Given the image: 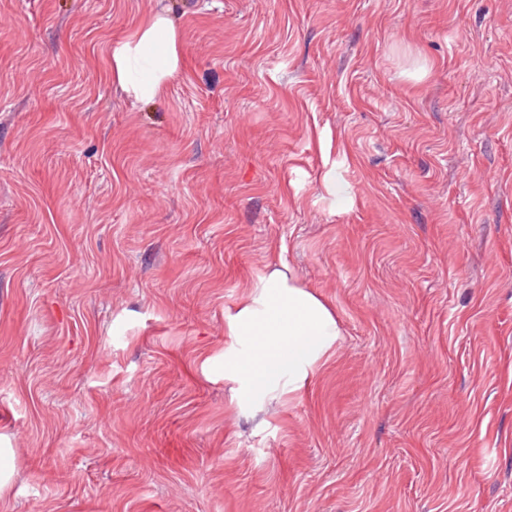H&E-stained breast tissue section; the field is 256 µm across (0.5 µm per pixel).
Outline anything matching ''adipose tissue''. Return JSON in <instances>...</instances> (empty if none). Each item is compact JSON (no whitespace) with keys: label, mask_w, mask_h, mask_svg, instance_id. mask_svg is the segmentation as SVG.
Returning <instances> with one entry per match:
<instances>
[{"label":"adipose tissue","mask_w":512,"mask_h":512,"mask_svg":"<svg viewBox=\"0 0 512 512\" xmlns=\"http://www.w3.org/2000/svg\"><path fill=\"white\" fill-rule=\"evenodd\" d=\"M112 82L142 103L162 99L181 68L180 34L161 12L111 49ZM227 341L219 357L238 409L262 411L304 391L343 331L332 307L297 281L285 263L270 265L236 305L224 310Z\"/></svg>","instance_id":"1"}]
</instances>
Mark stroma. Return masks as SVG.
<instances>
[{
  "mask_svg": "<svg viewBox=\"0 0 512 512\" xmlns=\"http://www.w3.org/2000/svg\"><path fill=\"white\" fill-rule=\"evenodd\" d=\"M280 260L344 337L254 415ZM1 446L5 512H512V0H0ZM180 34L161 12L141 21L136 32L111 46L112 83L141 103L162 99L181 68ZM15 474L14 449L0 448V501H4L8 497Z\"/></svg>",
  "mask_w": 512,
  "mask_h": 512,
  "instance_id": "35a3bbf8",
  "label": "stroma"
}]
</instances>
